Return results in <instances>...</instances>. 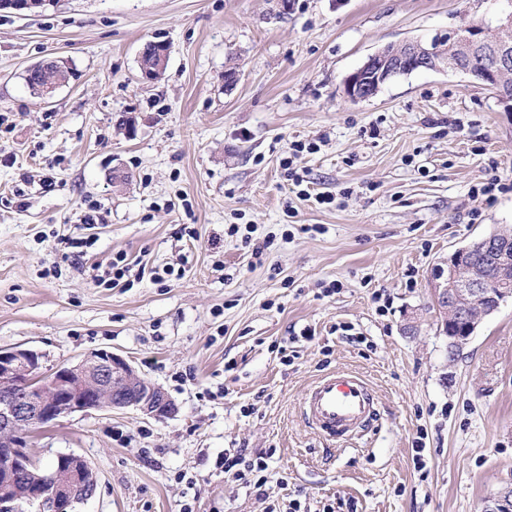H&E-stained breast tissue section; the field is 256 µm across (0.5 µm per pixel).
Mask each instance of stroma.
I'll return each instance as SVG.
<instances>
[{"label":"stroma","mask_w":512,"mask_h":512,"mask_svg":"<svg viewBox=\"0 0 512 512\" xmlns=\"http://www.w3.org/2000/svg\"><path fill=\"white\" fill-rule=\"evenodd\" d=\"M511 10L57 0L0 13V346L37 351L47 373L112 350L177 408L77 412L29 434L35 461L72 453L95 470L77 512H482L512 484V299L453 352L430 309L442 258L512 229V191H479L512 177V113L452 70L396 76L365 101L344 92L382 47ZM149 41L171 47L153 82ZM48 58L71 77L46 100L25 75ZM296 141L315 150L284 167ZM247 234L272 244L254 256ZM119 252L130 272L98 284ZM338 369L369 381L379 415L331 445L301 401ZM229 454L265 457V488L225 471ZM170 53L166 44L158 45L151 54L143 49L139 60L142 79L149 82L159 79L168 65ZM143 59L147 60L146 63L142 62Z\"/></svg>","instance_id":"obj_1"}]
</instances>
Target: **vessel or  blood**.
<instances>
[{
    "label": "vessel or blood",
    "mask_w": 512,
    "mask_h": 512,
    "mask_svg": "<svg viewBox=\"0 0 512 512\" xmlns=\"http://www.w3.org/2000/svg\"><path fill=\"white\" fill-rule=\"evenodd\" d=\"M303 413L325 440L346 442L369 428L377 414V399L361 375L341 369L310 388L303 399Z\"/></svg>",
    "instance_id": "obj_1"
}]
</instances>
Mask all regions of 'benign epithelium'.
<instances>
[{
	"label": "benign epithelium",
	"instance_id": "7a95c632",
	"mask_svg": "<svg viewBox=\"0 0 512 512\" xmlns=\"http://www.w3.org/2000/svg\"><path fill=\"white\" fill-rule=\"evenodd\" d=\"M50 3L0 0V11L26 14ZM475 55L484 60L480 71L470 66ZM140 59L142 79L152 82L165 71L170 49L160 44L150 54L141 51ZM444 69L472 75L495 92L504 111L512 112V15L495 28L470 26L442 43L383 47L346 77L345 91L352 100H367L398 74ZM431 280L433 309L450 324L448 349L453 351L509 296L500 284L512 282V241L495 232L458 248L435 265ZM100 409H133L155 419L176 412L160 386L111 351H92L71 367L45 374L37 352L0 347V512H76L77 505L95 495L94 469L71 453L57 455L40 481L29 482L30 469L38 465L26 437L61 417ZM484 512H512V486L494 493Z\"/></svg>",
	"mask_w": 512,
	"mask_h": 512
}]
</instances>
